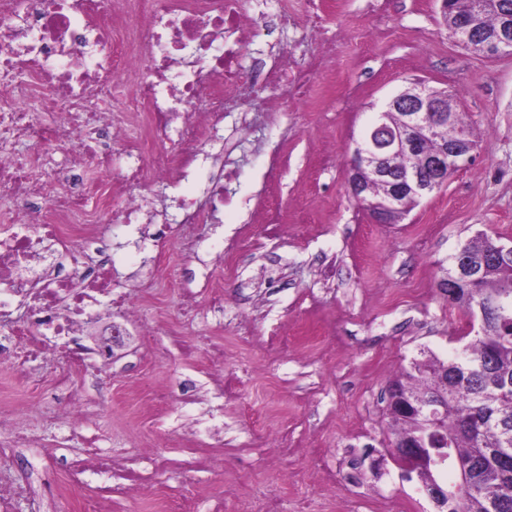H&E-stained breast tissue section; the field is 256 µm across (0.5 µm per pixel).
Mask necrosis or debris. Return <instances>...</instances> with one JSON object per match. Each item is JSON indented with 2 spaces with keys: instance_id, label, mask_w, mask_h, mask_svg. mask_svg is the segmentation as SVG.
<instances>
[{
  "instance_id": "4bbe7bcc",
  "label": "necrosis or debris",
  "mask_w": 512,
  "mask_h": 512,
  "mask_svg": "<svg viewBox=\"0 0 512 512\" xmlns=\"http://www.w3.org/2000/svg\"><path fill=\"white\" fill-rule=\"evenodd\" d=\"M265 27L253 0H0V89L21 67L23 93L35 100L29 110L0 99V200L9 203L0 214V359L14 363L25 393L41 386L29 362L64 359L56 386L71 421L83 415L74 374L109 362L77 343L81 328L102 312L118 336L132 311L112 293V225L138 234L151 223L143 187L193 175L240 85L271 112L283 106L281 90L308 88L315 61L293 49L241 69L244 45ZM20 142L67 154L55 171L60 192L49 194L41 166L14 153ZM102 170L116 172L122 197L95 179ZM66 466L58 506L79 495L86 471L115 469L93 440Z\"/></svg>"
}]
</instances>
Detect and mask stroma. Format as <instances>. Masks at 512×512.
Listing matches in <instances>:
<instances>
[{
    "label": "stroma",
    "instance_id": "1",
    "mask_svg": "<svg viewBox=\"0 0 512 512\" xmlns=\"http://www.w3.org/2000/svg\"><path fill=\"white\" fill-rule=\"evenodd\" d=\"M323 12L319 38L301 22L282 35L319 63L310 97H286L274 114L254 100L243 129L229 112L224 133L240 142L234 200L195 253L170 250L153 299L139 281L154 265L151 239L169 241L180 218L176 197L151 187L168 221L145 225L149 242L114 228L123 274L114 291L136 305V322L105 375L111 401L75 382L86 416L67 445L54 441L61 418L18 450L17 467L56 460L40 475L47 489L99 438L147 485L174 495L196 483L197 512L262 488L282 512L300 499L310 512H436L394 461L387 389L421 354L448 360L469 330L439 288L449 255L479 231L512 242V53L490 59L456 43L442 0H340ZM418 79L453 94L477 147L447 185L380 224L351 197L345 170L371 112ZM178 327L193 359L168 334ZM215 347L223 364L209 358ZM142 385L166 387L168 405L142 400ZM0 395L20 425L54 409L49 395H17L6 360Z\"/></svg>",
    "mask_w": 512,
    "mask_h": 512
}]
</instances>
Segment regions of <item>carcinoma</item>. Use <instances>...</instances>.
<instances>
[{
  "label": "carcinoma",
  "mask_w": 512,
  "mask_h": 512,
  "mask_svg": "<svg viewBox=\"0 0 512 512\" xmlns=\"http://www.w3.org/2000/svg\"><path fill=\"white\" fill-rule=\"evenodd\" d=\"M445 3V25L459 17L484 33L485 39L469 44L475 51L485 52V40L501 26H512V0ZM458 124H465L463 117L448 108V123L421 130L402 164L425 170L428 159L444 149ZM358 177L369 200L392 197L407 213L417 205L418 199L411 195L393 196L396 178L380 177L372 165L359 167ZM499 244L483 232L476 233L449 256L446 277L455 274L458 262L486 258ZM480 270L479 283L457 286L448 294V302L469 316L477 298L492 291L508 307V319L489 320L487 328L448 361L429 355L412 362L411 370L388 388V398L397 399V404L388 406L393 436L416 433L415 421L398 408L400 403L423 406L435 401L448 419V443L432 440L433 463L413 470L422 484L434 472L454 470L466 475L467 496L448 497L438 506L439 512H512V492H503L505 487L512 489V256L489 261Z\"/></svg>",
  "instance_id": "carcinoma-1"
}]
</instances>
